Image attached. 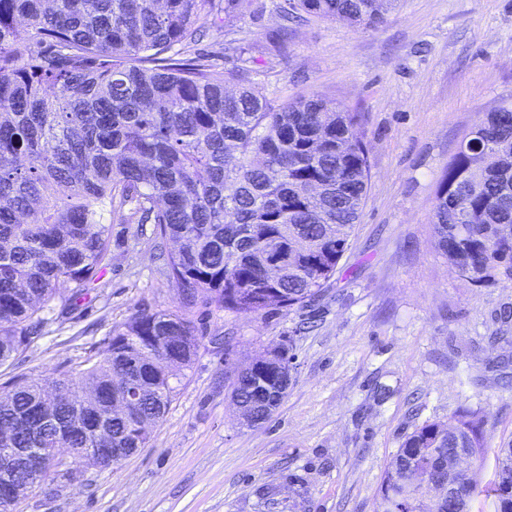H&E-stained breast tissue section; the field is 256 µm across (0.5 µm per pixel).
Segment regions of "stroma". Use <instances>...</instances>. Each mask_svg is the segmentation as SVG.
Returning <instances> with one entry per match:
<instances>
[{"mask_svg":"<svg viewBox=\"0 0 512 512\" xmlns=\"http://www.w3.org/2000/svg\"><path fill=\"white\" fill-rule=\"evenodd\" d=\"M280 0L202 17L192 45L219 69L249 45V83L285 101L324 95L363 113L371 178L340 270L307 305L234 315L197 305L199 347L145 448L79 483L33 489L15 512H382L380 487L403 437L461 409L494 449L512 440V344H490L512 281L460 278L433 238L436 188L472 128L512 99V0H403L374 29L308 17L288 50L269 42ZM112 263L69 309L51 303L37 338L0 366L22 380L81 378L113 328L172 309L180 287L136 225L115 224ZM284 346L288 390L263 424L238 425L235 371Z\"/></svg>","mask_w":512,"mask_h":512,"instance_id":"stroma-1","label":"stroma"}]
</instances>
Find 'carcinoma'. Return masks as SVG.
Listing matches in <instances>:
<instances>
[{
    "label": "carcinoma",
    "mask_w": 512,
    "mask_h": 512,
    "mask_svg": "<svg viewBox=\"0 0 512 512\" xmlns=\"http://www.w3.org/2000/svg\"><path fill=\"white\" fill-rule=\"evenodd\" d=\"M400 0H284L285 21L302 14L366 29ZM248 0H0V363L32 342L39 311L68 308L112 260V224H151L169 242L167 276L182 289L176 310L139 311L112 330L100 358L76 381L56 380L55 420L40 414L41 384L5 393L0 423L13 447L143 448L112 407L123 399L116 370L145 390L134 414L162 419L174 379L199 346L198 298L233 314L291 309L317 294L348 248L366 196L370 158L363 116L321 95L278 103L199 58L175 62L195 40L196 20ZM27 37V56L15 45ZM238 86L230 92L227 85ZM512 103L487 114L463 139L436 192L440 254L473 283L512 280ZM299 249L267 281L265 262ZM178 336V365L157 360L151 337ZM279 367L261 360L234 373L231 399L254 416L286 394ZM467 448L464 458L450 457ZM486 453L470 412L424 422L406 434L381 485L384 512H423L434 481L477 493L473 461ZM485 495L512 489V441L494 451Z\"/></svg>",
    "instance_id": "carcinoma-1"
}]
</instances>
